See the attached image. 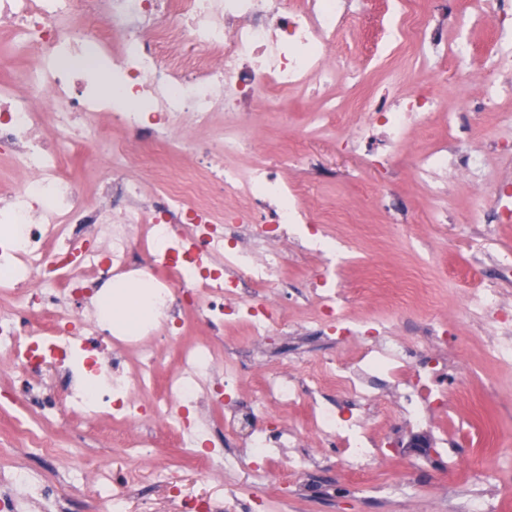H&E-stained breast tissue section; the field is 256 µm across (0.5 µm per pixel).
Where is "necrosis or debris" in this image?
<instances>
[{
    "label": "necrosis or debris",
    "mask_w": 512,
    "mask_h": 512,
    "mask_svg": "<svg viewBox=\"0 0 512 512\" xmlns=\"http://www.w3.org/2000/svg\"><path fill=\"white\" fill-rule=\"evenodd\" d=\"M398 38L421 57L448 50V31L465 34L469 19H449L436 0H396ZM355 0H0V154L13 165L0 181V355L13 370L14 401L37 400L36 424L19 422L29 459L0 470V512L21 504L61 505L57 484L33 457L53 455L50 426L74 424L110 437L114 447L152 460L169 430L187 468L224 477V504L189 491L180 472L156 463L180 499V512H274L276 502L233 477L266 476L273 465L316 482L319 464L303 437L279 415L328 388L347 400L349 417L316 401L317 433L339 440L342 467L370 461V422L380 387L396 397L406 427L426 426L448 401L445 364L456 344L446 327L427 324L425 342L390 335L381 322L358 323L336 286V239L320 231L305 185L284 180L300 165L323 173L313 153H286L275 165L243 168L234 157L252 150L248 132L256 103L275 91L334 83L327 47ZM22 71H15V61ZM109 68L111 98L91 87ZM439 107L436 98L405 93L389 82L362 105L359 124L340 139L344 150L387 172ZM471 116L448 117L450 141L418 155L426 184L452 169L473 176L479 160L461 145ZM106 141L108 159L94 163V192L62 167V151ZM193 152L196 167L148 196L139 169L156 152ZM246 199L225 209L213 189ZM321 257L314 321L330 338L358 341L350 360L329 357L321 370L268 360L262 343L287 332L280 299L288 292L289 248ZM149 255L148 308L108 321L105 286ZM203 335L185 337L186 319ZM243 323L255 343L246 363L230 360L225 326ZM260 379L250 397L239 377ZM110 494L85 512H127L139 470L113 475L93 459L85 466Z\"/></svg>",
    "instance_id": "necrosis-or-debris-1"
}]
</instances>
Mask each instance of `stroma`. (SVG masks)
<instances>
[{"instance_id":"obj_1","label":"stroma","mask_w":512,"mask_h":512,"mask_svg":"<svg viewBox=\"0 0 512 512\" xmlns=\"http://www.w3.org/2000/svg\"><path fill=\"white\" fill-rule=\"evenodd\" d=\"M449 11L475 15L467 37L472 48L468 69H460L455 52L421 59L411 47L387 42L385 30L392 15L389 0H364L354 23L345 25L332 39V52L342 70V80L317 92L284 90L274 104L259 105L251 134L260 145L263 159L276 161L286 150L296 148L318 154L332 178L307 180L298 169L283 172L288 182H307L306 202L323 206L325 220L339 243L343 261L336 276L343 288L345 304L356 320L375 319L394 323L396 335L406 336L425 321L438 319L457 338L456 359L468 371L448 392V405L437 410L427 427L400 428L393 413L380 414L373 428L384 447L371 462L364 481L354 480L336 466L340 444L313 441V452L323 465L321 491L283 483L279 475L257 482L258 492L268 497L288 498L285 512H425L427 500L488 496L497 503L496 512H512V360L496 358L490 342L503 339L502 330L489 325L478 298L484 288L495 286L512 300V280L494 279L492 265L512 261V223H494L493 210L483 207L470 183L449 179L446 192L435 195L418 179L414 154L426 142L448 140L449 113L459 112L485 98L489 81L498 80L503 91L495 109L482 113L464 151L483 156L484 165L475 180L493 189L512 182V126L499 121L502 112L512 113V75H494L484 66L495 44L480 16L479 0H450ZM401 80L403 88L421 87L442 102L430 119L427 131L415 134L397 158L390 174L370 167L361 156L343 151L336 142L338 132L361 119L359 108L390 80ZM334 99L338 112L320 131L307 133L308 114L322 100ZM390 190L402 203L409 222L406 235L396 238L388 212L378 202ZM486 221H474L477 209ZM447 211V222L437 220ZM321 261L314 256H288V322L295 331L274 335L267 341L274 361L293 356L317 362L336 355L354 356L355 342L335 343L306 322L300 307L307 300V283ZM413 289L412 318L397 319L394 293ZM57 450L55 471L60 488H68L70 472L90 456H110L116 469H140L145 473L130 512H139L142 502L153 503L155 512H178L163 483L151 474L147 462L127 457L120 449L94 432L60 426L52 435ZM481 472L492 473L489 481L478 480ZM413 474L414 498L365 499L363 485L381 486Z\"/></svg>"}]
</instances>
